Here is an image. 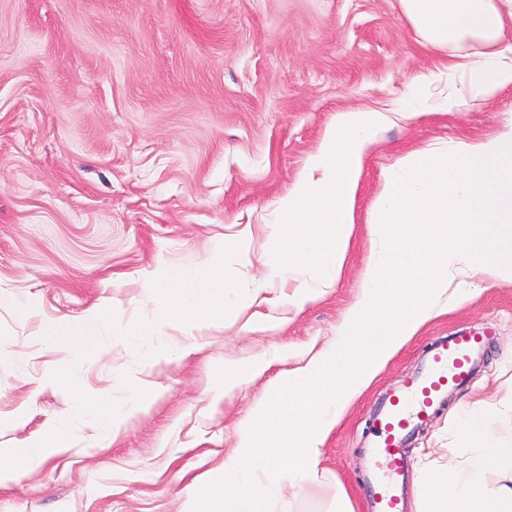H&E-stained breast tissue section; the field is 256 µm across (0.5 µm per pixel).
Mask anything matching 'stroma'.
Listing matches in <instances>:
<instances>
[{
    "mask_svg": "<svg viewBox=\"0 0 512 512\" xmlns=\"http://www.w3.org/2000/svg\"><path fill=\"white\" fill-rule=\"evenodd\" d=\"M424 47L400 0H0V448L59 430L65 447L0 481V512H183L186 488L213 475L269 381L321 349L353 302L371 247L372 204L396 160L500 131L512 88L463 112L390 125L374 146L336 285L299 312L276 302L294 281L265 277V224L336 112L388 109L409 82L444 88L441 62L470 54ZM234 236L239 247L224 249ZM224 254L223 324L166 328L134 349L128 333L154 307L160 264L204 267ZM467 299L429 320L356 399L325 443L315 484L288 487L279 512H369L363 457L385 394L419 372L432 344L487 336L482 366L449 389L410 438L405 512L426 476L462 471L470 454L456 413L479 402L512 437V282L458 276ZM111 313L94 353L71 359L43 334L53 319ZM270 368L232 393L224 368ZM64 373L118 410L99 427ZM153 390L130 403L129 382Z\"/></svg>",
    "mask_w": 512,
    "mask_h": 512,
    "instance_id": "stroma-1",
    "label": "stroma"
}]
</instances>
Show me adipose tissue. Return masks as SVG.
Wrapping results in <instances>:
<instances>
[{"label": "adipose tissue", "instance_id": "adipose-tissue-1", "mask_svg": "<svg viewBox=\"0 0 512 512\" xmlns=\"http://www.w3.org/2000/svg\"><path fill=\"white\" fill-rule=\"evenodd\" d=\"M403 10L424 41L444 49L467 40L481 47L478 58L462 56L449 70L463 86L435 106L441 112L478 108L512 87V0H401ZM422 78L411 80L402 102L380 111L350 108L337 112L316 151L288 193L274 203L275 220L266 225L269 279L294 278L293 293L279 297L287 309H303L334 288L347 255L355 222V197L370 148L394 118L422 114L428 108ZM205 292H198L199 283ZM156 295L151 317L132 331L146 342L162 328H192L199 320H223L227 283L224 257L216 255L202 268L163 266L148 282ZM105 317L96 314L74 324H48L45 336L67 354L81 357L96 347ZM459 426L472 452L464 473L430 476L424 512H512V484L488 486L492 471L512 472V439L495 438L478 406L463 407ZM63 433L54 432L25 448L0 451V476L35 465L62 447Z\"/></svg>", "mask_w": 512, "mask_h": 512}]
</instances>
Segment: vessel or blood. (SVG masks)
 I'll return each instance as SVG.
<instances>
[{"label": "vessel or blood", "instance_id": "vessel-or-blood-1", "mask_svg": "<svg viewBox=\"0 0 512 512\" xmlns=\"http://www.w3.org/2000/svg\"><path fill=\"white\" fill-rule=\"evenodd\" d=\"M485 345L482 336L451 334L430 348L421 371L397 385L376 410L370 423L375 442L368 484L373 512H402L397 489L404 484L410 464L404 443L433 414L448 388L469 383Z\"/></svg>", "mask_w": 512, "mask_h": 512}]
</instances>
